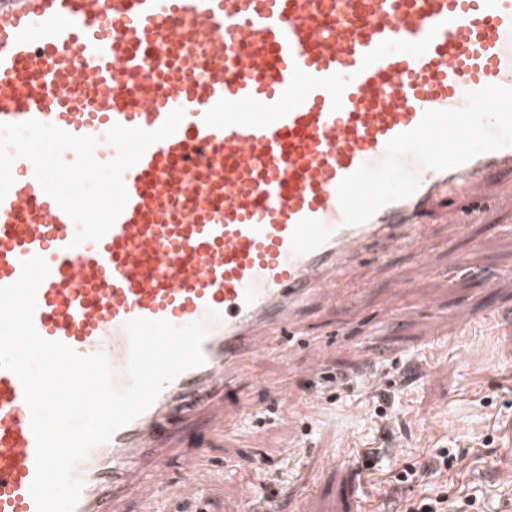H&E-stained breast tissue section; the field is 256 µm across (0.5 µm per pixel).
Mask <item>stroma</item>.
Returning <instances> with one entry per match:
<instances>
[{
  "instance_id": "1",
  "label": "stroma",
  "mask_w": 512,
  "mask_h": 512,
  "mask_svg": "<svg viewBox=\"0 0 512 512\" xmlns=\"http://www.w3.org/2000/svg\"><path fill=\"white\" fill-rule=\"evenodd\" d=\"M483 223L454 233L431 220L424 259L401 250L357 266V296L347 304L314 303L300 313V342H284L247 361L227 402L257 419L224 437L202 418L179 423L184 451L204 445L199 476L210 512H242L260 491L257 460L279 478L278 512H396L401 497L469 495L466 512H512V172L491 176ZM376 353L359 362L356 345ZM317 344L322 372L304 365ZM426 361L430 379L408 367ZM359 369L363 383L337 387L330 376ZM286 397L273 403L270 387ZM391 412L382 438L376 408ZM459 461L425 475L439 449ZM413 467V486L389 473Z\"/></svg>"
}]
</instances>
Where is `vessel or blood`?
I'll use <instances>...</instances> for the list:
<instances>
[{"mask_svg":"<svg viewBox=\"0 0 512 512\" xmlns=\"http://www.w3.org/2000/svg\"><path fill=\"white\" fill-rule=\"evenodd\" d=\"M184 117L123 174L128 202L99 241L26 158L0 200V285L50 269L38 334L104 354L118 386L134 318L203 320V365L76 465L74 512L146 504L169 477L174 418L210 411L245 361L290 339L298 312L343 298L342 273L403 249L423 255L430 206L466 187L457 230L482 223L486 177L512 171V0H0V123L95 137ZM31 413L0 368V512H36ZM198 453L182 491L201 492Z\"/></svg>","mask_w":512,"mask_h":512,"instance_id":"b4317fda","label":"vessel or blood"}]
</instances>
